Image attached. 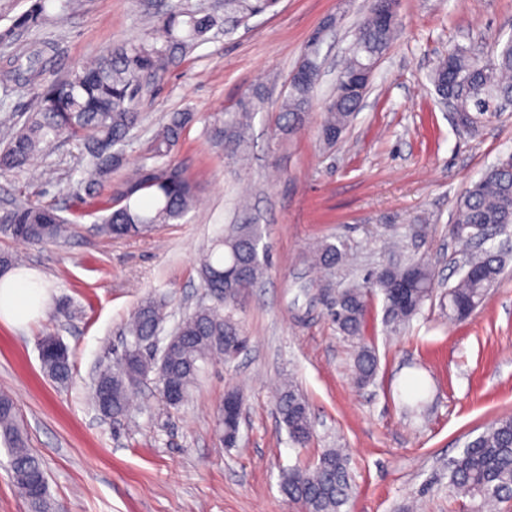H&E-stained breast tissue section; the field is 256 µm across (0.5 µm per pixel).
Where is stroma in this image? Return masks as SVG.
<instances>
[{
    "label": "stroma",
    "mask_w": 512,
    "mask_h": 512,
    "mask_svg": "<svg viewBox=\"0 0 512 512\" xmlns=\"http://www.w3.org/2000/svg\"><path fill=\"white\" fill-rule=\"evenodd\" d=\"M48 0V20L0 42V69L29 48L45 49L44 71L0 91V116L25 120L37 85L143 37L172 6L223 14L224 0ZM369 0H278L231 34L209 33L169 63L144 95L142 128L123 149L122 172L141 166L154 131L172 112L194 120L170 160L198 185L197 203L176 223L134 238L98 230L96 204L82 180L81 149L59 144L24 173L0 175V208L42 201L84 216L69 237L30 245L0 235V250L21 253L43 279L49 302L28 327L0 322V391L17 406L31 448L41 457L52 499L65 512H302L279 489L282 474L310 466L328 448L348 452L353 494L343 512H477L448 488V461L490 422L512 416V258L485 301L465 321L448 315L461 246L452 236L455 206L487 167L512 154V108L458 126L430 81L438 60L457 47L491 54L512 37V0H399L393 43L378 61L350 129L334 146L318 134ZM324 73L309 122L277 136L278 107L307 42L328 17ZM265 102L253 120L245 159L227 158L206 128L245 94ZM250 196L269 262L244 292L237 317L248 338L234 360L208 365L188 402L171 409L144 383L126 417L103 418L91 400L107 351L121 352L123 327L147 296L165 303V331L211 297L198 259ZM348 256L332 270L313 268L321 241ZM427 263L433 295L400 329L384 320L379 290L368 292L366 340L378 356L372 382L358 383V340L328 317L330 296L367 271ZM58 336L70 351L72 379L56 387L42 372L38 341ZM293 378L313 421L307 446H293L273 398ZM423 385L426 404L403 403ZM244 400L240 438L221 445L215 430L226 389Z\"/></svg>",
    "instance_id": "35a3bbf8"
}]
</instances>
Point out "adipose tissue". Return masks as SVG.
<instances>
[{"instance_id": "obj_1", "label": "adipose tissue", "mask_w": 512, "mask_h": 512, "mask_svg": "<svg viewBox=\"0 0 512 512\" xmlns=\"http://www.w3.org/2000/svg\"><path fill=\"white\" fill-rule=\"evenodd\" d=\"M49 296L38 273L12 271L0 278V319L28 324L44 311Z\"/></svg>"}]
</instances>
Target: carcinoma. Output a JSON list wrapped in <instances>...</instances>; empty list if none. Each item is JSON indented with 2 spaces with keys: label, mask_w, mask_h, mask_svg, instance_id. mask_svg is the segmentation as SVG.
I'll return each mask as SVG.
<instances>
[{
  "label": "carcinoma",
  "mask_w": 512,
  "mask_h": 512,
  "mask_svg": "<svg viewBox=\"0 0 512 512\" xmlns=\"http://www.w3.org/2000/svg\"><path fill=\"white\" fill-rule=\"evenodd\" d=\"M273 3L274 0H224L222 18L204 10L169 12L162 18L159 37L117 44L97 63L60 80L61 85L69 87L63 106L52 104L54 85L43 88L34 95L32 112L22 125L5 128L8 136L6 146L0 149V173L21 172L49 147L63 140L76 141L82 146L85 170L91 176L88 194L99 197L100 208L106 212L100 226L102 233L117 238L141 236L158 224L183 219L195 205L196 186L183 167L166 158L182 140L193 120L192 113L173 112L157 129L148 146L152 165H142L130 175L113 178L122 165L118 147L144 120L139 96L159 78L170 57L190 50L221 19H234L233 25H224V33L229 34ZM45 15L46 0H39L31 13L0 33V41L41 24ZM395 27L396 18L380 22L377 5L371 3L358 25L357 43L336 79L320 124V139L325 145L336 144V138L345 133L367 93L363 87L351 84L350 76L374 64L385 53ZM41 68L42 55L33 52L26 61L19 60L13 69L0 73V84L6 88ZM319 79L317 73L309 83L288 86L277 122L282 135L292 134L306 122ZM431 82L440 101L451 99L468 113L470 126L478 127L485 113L501 112L512 106V40L497 44L487 60L463 48L448 53L434 67ZM260 104V95L251 93L238 102L236 110L215 117L208 130L210 141L230 157H245L252 119ZM72 223L50 205L25 202L0 217V234L32 244L54 243L67 236ZM511 225L512 167L498 161L484 171L457 203L452 232L469 243L486 240ZM262 240L257 224H229L199 258L198 273L213 302L198 306L177 325L173 336L178 346L167 354L169 380L181 387L186 400L202 374L199 364H209L214 357L224 354L226 347L238 350L247 345V336L235 318L238 296L246 287L236 288L225 299L222 295L224 281L241 266L250 269L253 281L263 277L268 250ZM343 258V252L330 242L321 243L312 252L313 263L325 269L340 264ZM503 270L500 253L484 250L470 254L460 280L448 292L450 316L460 321L468 318L484 302ZM370 277L372 287L383 294L385 321L395 327L408 323L432 294L433 273L423 261L383 266ZM329 317L342 335L362 341L355 359V374L361 383L371 381L378 370V359L372 347L363 343L368 328L367 290L352 284L336 291ZM164 319L163 303L148 297L140 302L124 329L126 340L119 357L127 358L142 377L157 375L158 366L156 361L137 355L136 349L141 340L158 335ZM41 368L56 386H67L72 370L68 349L44 352ZM98 379L108 384L109 400L101 401L97 388H92L97 410L118 417L126 415L133 393L126 387L119 362H109L100 368ZM276 406L280 423L291 441L306 444L313 423L308 403L293 381L278 390ZM216 431L222 443L235 444L240 420L219 418ZM0 438L8 449L13 483L29 512H58L48 495L41 459L29 448L17 406L5 391L0 392ZM280 487L288 499L304 507V512H342L352 492L347 455L341 448H328L313 467L285 472ZM448 488L472 498L480 497L483 509L490 510L512 499L511 416L490 423L450 462Z\"/></svg>",
  "instance_id": "1"
}]
</instances>
